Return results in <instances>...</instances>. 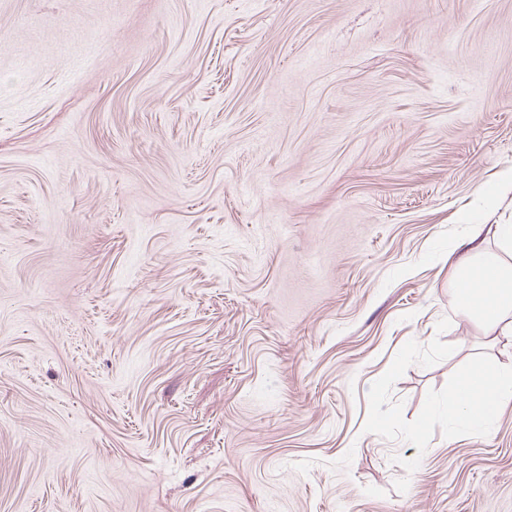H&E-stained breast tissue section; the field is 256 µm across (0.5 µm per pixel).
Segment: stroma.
Here are the masks:
<instances>
[{"label": "stroma", "mask_w": 512, "mask_h": 512, "mask_svg": "<svg viewBox=\"0 0 512 512\" xmlns=\"http://www.w3.org/2000/svg\"><path fill=\"white\" fill-rule=\"evenodd\" d=\"M512 0H0V512H512ZM465 252L448 253L454 304L461 318L495 336L512 335V224L495 225L490 241L481 230L464 232ZM454 258V259H453ZM489 282L482 288L477 279ZM512 401V369L480 366L463 375L448 391V408L462 411L470 422L488 427Z\"/></svg>", "instance_id": "1"}]
</instances>
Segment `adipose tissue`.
I'll list each match as a JSON object with an SVG mask.
<instances>
[{
  "mask_svg": "<svg viewBox=\"0 0 512 512\" xmlns=\"http://www.w3.org/2000/svg\"><path fill=\"white\" fill-rule=\"evenodd\" d=\"M468 247L455 255L454 304L461 318L488 333L512 335V224H499L493 238L467 231ZM512 402V369L480 366L463 375L448 392L450 409L489 427Z\"/></svg>",
  "mask_w": 512,
  "mask_h": 512,
  "instance_id": "adipose-tissue-1",
  "label": "adipose tissue"
}]
</instances>
